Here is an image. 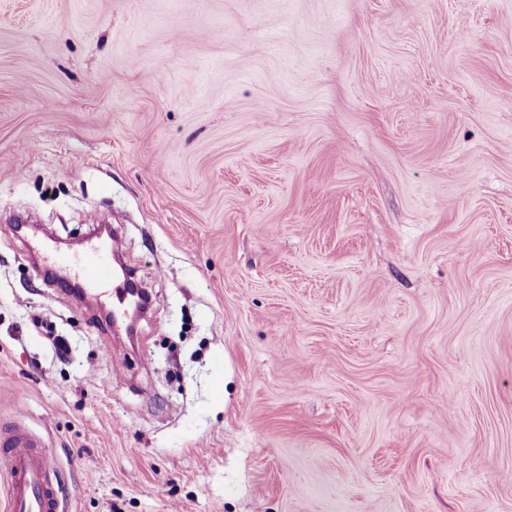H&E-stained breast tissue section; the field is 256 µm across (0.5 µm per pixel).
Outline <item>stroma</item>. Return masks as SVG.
Wrapping results in <instances>:
<instances>
[{"label":"stroma","instance_id":"1","mask_svg":"<svg viewBox=\"0 0 512 512\" xmlns=\"http://www.w3.org/2000/svg\"><path fill=\"white\" fill-rule=\"evenodd\" d=\"M19 421L66 512H512V0H0ZM118 241L112 238L107 249L99 244L90 245L78 261L79 275L87 291L85 302L89 306H97L101 300V289L112 281L113 271L109 262L108 251L115 252Z\"/></svg>","mask_w":512,"mask_h":512}]
</instances>
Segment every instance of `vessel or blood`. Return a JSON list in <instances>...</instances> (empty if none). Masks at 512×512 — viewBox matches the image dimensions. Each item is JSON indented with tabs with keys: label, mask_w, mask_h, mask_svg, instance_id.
<instances>
[{
	"label": "vessel or blood",
	"mask_w": 512,
	"mask_h": 512,
	"mask_svg": "<svg viewBox=\"0 0 512 512\" xmlns=\"http://www.w3.org/2000/svg\"><path fill=\"white\" fill-rule=\"evenodd\" d=\"M117 242L108 247L90 245L81 258L65 254L51 255V262L59 267L78 266L79 275L87 291L88 305H99L101 290L112 280L110 252ZM57 466L53 455L41 449L39 441L22 428L0 438V476H6L9 512H59V499L54 484Z\"/></svg>",
	"instance_id": "obj_1"
}]
</instances>
